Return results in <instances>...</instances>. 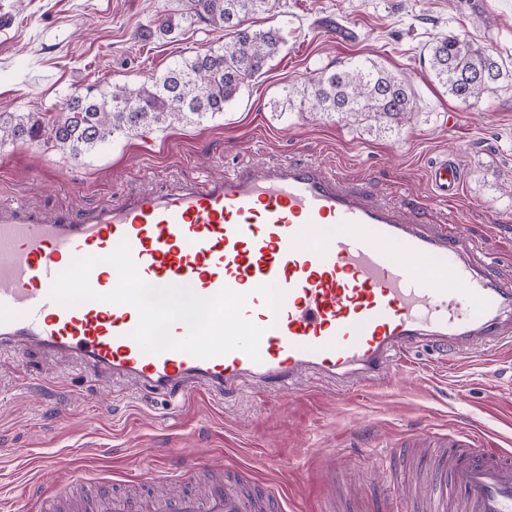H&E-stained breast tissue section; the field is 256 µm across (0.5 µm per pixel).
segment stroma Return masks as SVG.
Listing matches in <instances>:
<instances>
[{
    "mask_svg": "<svg viewBox=\"0 0 512 512\" xmlns=\"http://www.w3.org/2000/svg\"><path fill=\"white\" fill-rule=\"evenodd\" d=\"M182 8V0H0L10 23L0 34V112H52L96 84L136 87L216 46L218 33L189 25ZM160 17L170 32L141 39ZM253 21L278 27L285 44L222 114L120 133L77 162L48 143L0 142V201L86 210L247 161L300 158L410 206L430 196L428 163L452 151L463 187L436 209L512 263V82L464 104L420 61L432 37L458 35L512 71V0H282L279 13ZM365 59L412 85L410 124L369 132L284 104L286 87ZM455 429L512 450V352L455 367L424 346L400 373L341 394L321 385L290 396L251 390L198 395L176 409L124 382L100 384L74 360L8 352L0 354V512L36 507L41 490L65 479L147 491L149 466L206 461L266 479L286 512H328L333 491L352 512H404L410 472L430 462L410 452L412 439ZM323 448L344 460L336 474L322 472ZM395 448L405 449L403 461ZM270 455L279 472L265 469ZM47 456L61 468H43Z\"/></svg>",
    "mask_w": 512,
    "mask_h": 512,
    "instance_id": "35a3bbf8",
    "label": "stroma"
}]
</instances>
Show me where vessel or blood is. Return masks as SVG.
<instances>
[{
  "mask_svg": "<svg viewBox=\"0 0 512 512\" xmlns=\"http://www.w3.org/2000/svg\"><path fill=\"white\" fill-rule=\"evenodd\" d=\"M427 179L439 197L456 194L455 156L434 161ZM128 240L140 277L212 296L248 294L244 315L263 328L260 362L244 352L199 359L144 352L130 333L129 305L65 307L49 297L73 258L104 257ZM102 262L90 273L100 293L117 284ZM285 292L272 312L256 286ZM512 342V267H494L461 231L429 230L417 210L374 200L340 170L282 159L230 173L126 194L92 210L0 203V352L65 354L89 373L170 400L253 383L298 392L304 379L337 391L375 383L422 345L463 360ZM430 469L433 512H512V451L483 447L473 432L441 436ZM79 512H284L261 484L244 491L238 470L207 495L190 490L143 505L103 491Z\"/></svg>",
  "mask_w": 512,
  "mask_h": 512,
  "instance_id": "b4317fda",
  "label": "vessel or blood"
}]
</instances>
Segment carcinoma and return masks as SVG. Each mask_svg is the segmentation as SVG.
<instances>
[{"instance_id":"obj_1","label":"carcinoma","mask_w":512,"mask_h":512,"mask_svg":"<svg viewBox=\"0 0 512 512\" xmlns=\"http://www.w3.org/2000/svg\"><path fill=\"white\" fill-rule=\"evenodd\" d=\"M278 7L280 0H187L191 22L224 33L225 41L203 54L182 58L137 88L115 85L108 90L96 85L45 117L2 112L0 140L47 139L77 161L117 133L220 114L279 53L284 43L280 29H256L248 23L251 16ZM426 50L435 80L462 103L497 91L508 76L503 60L458 36L436 37ZM294 96L316 114L370 129L403 126L417 108L412 86L373 60L322 70L286 90L287 98Z\"/></svg>"}]
</instances>
